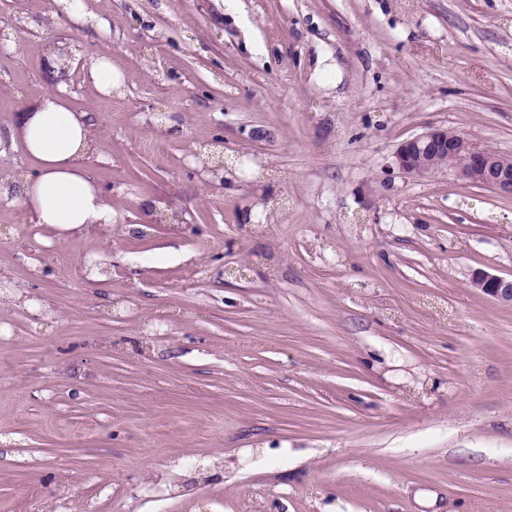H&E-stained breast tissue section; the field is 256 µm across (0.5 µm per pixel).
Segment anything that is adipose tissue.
Listing matches in <instances>:
<instances>
[{
  "label": "adipose tissue",
  "instance_id": "1",
  "mask_svg": "<svg viewBox=\"0 0 512 512\" xmlns=\"http://www.w3.org/2000/svg\"><path fill=\"white\" fill-rule=\"evenodd\" d=\"M94 126V116L73 110L63 95L41 94L16 125L0 130V155L20 144L36 164L35 174L0 181V200L68 234L111 223L112 208L88 168Z\"/></svg>",
  "mask_w": 512,
  "mask_h": 512
}]
</instances>
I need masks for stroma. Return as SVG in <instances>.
I'll return each instance as SVG.
<instances>
[{"mask_svg":"<svg viewBox=\"0 0 512 512\" xmlns=\"http://www.w3.org/2000/svg\"><path fill=\"white\" fill-rule=\"evenodd\" d=\"M84 3L0 0V128L62 89L114 216L0 203V512H512V198L392 167L512 154V0ZM124 76L121 69L112 62V55L99 56L91 71V80L103 94H111L120 89ZM393 164L410 178L448 168L466 183L512 197V155L477 146L447 126H432L402 140L393 153ZM440 164L444 166L439 168ZM471 286L488 298L512 305V277L506 278L478 270L472 276Z\"/></svg>","mask_w":512,"mask_h":512,"instance_id":"stroma-1","label":"stroma"}]
</instances>
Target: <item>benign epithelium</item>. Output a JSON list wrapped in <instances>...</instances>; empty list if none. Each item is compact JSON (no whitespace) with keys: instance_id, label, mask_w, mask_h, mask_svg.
Masks as SVG:
<instances>
[{"instance_id":"7a95c632","label":"benign epithelium","mask_w":512,"mask_h":512,"mask_svg":"<svg viewBox=\"0 0 512 512\" xmlns=\"http://www.w3.org/2000/svg\"><path fill=\"white\" fill-rule=\"evenodd\" d=\"M393 164L410 178L424 177L444 167L460 180L512 197V155L478 146L446 126H432L402 140ZM471 286L484 296L512 305V277L476 271Z\"/></svg>"}]
</instances>
